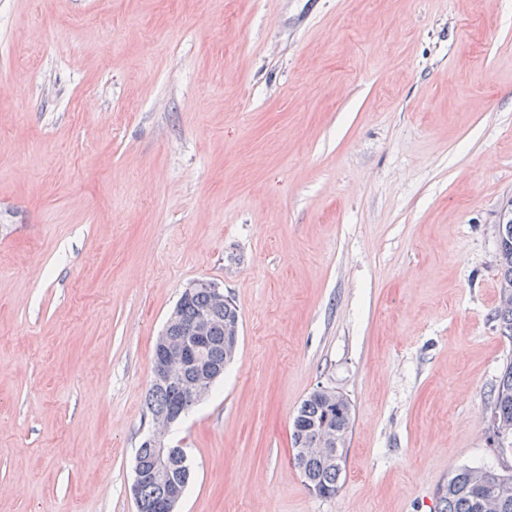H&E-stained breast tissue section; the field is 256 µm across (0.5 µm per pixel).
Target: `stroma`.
Wrapping results in <instances>:
<instances>
[{"mask_svg": "<svg viewBox=\"0 0 512 512\" xmlns=\"http://www.w3.org/2000/svg\"><path fill=\"white\" fill-rule=\"evenodd\" d=\"M512 0H0V512H136L154 346L217 282L236 355L178 512H437L489 445ZM353 406L335 496L292 421Z\"/></svg>", "mask_w": 512, "mask_h": 512, "instance_id": "stroma-1", "label": "stroma"}]
</instances>
